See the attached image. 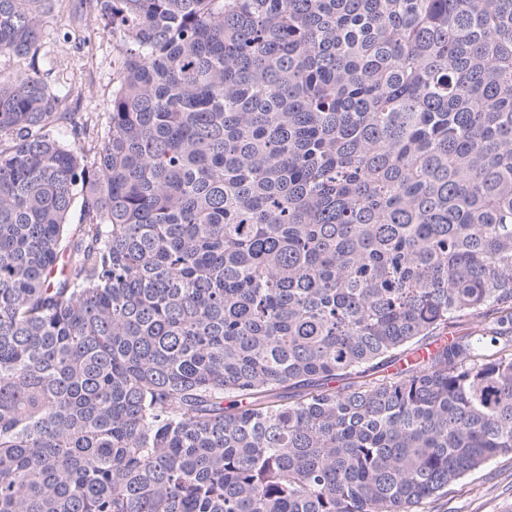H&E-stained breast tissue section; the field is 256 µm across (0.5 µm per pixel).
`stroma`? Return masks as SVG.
Instances as JSON below:
<instances>
[{"mask_svg": "<svg viewBox=\"0 0 512 512\" xmlns=\"http://www.w3.org/2000/svg\"><path fill=\"white\" fill-rule=\"evenodd\" d=\"M41 55L54 86L72 89L70 110L102 130L112 99V75L121 66L119 40L87 17L82 0H58L41 38ZM423 512H512V459L497 457L428 500Z\"/></svg>", "mask_w": 512, "mask_h": 512, "instance_id": "obj_1", "label": "stroma"}]
</instances>
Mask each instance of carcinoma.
Returning a JSON list of instances; mask_svg holds the SVG:
<instances>
[{
    "instance_id": "carcinoma-1",
    "label": "carcinoma",
    "mask_w": 512,
    "mask_h": 512,
    "mask_svg": "<svg viewBox=\"0 0 512 512\" xmlns=\"http://www.w3.org/2000/svg\"><path fill=\"white\" fill-rule=\"evenodd\" d=\"M88 2L101 142L0 72V512H419L512 456V0Z\"/></svg>"
}]
</instances>
